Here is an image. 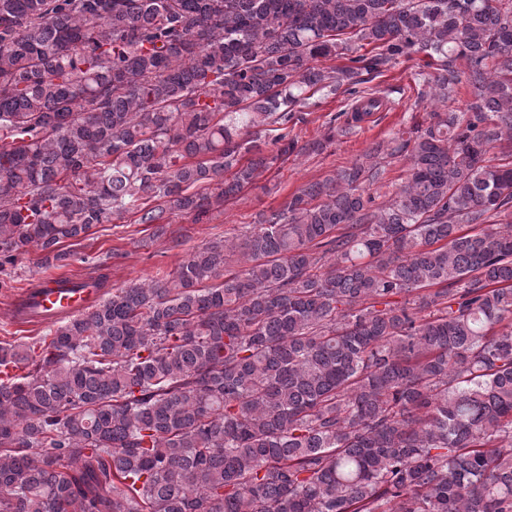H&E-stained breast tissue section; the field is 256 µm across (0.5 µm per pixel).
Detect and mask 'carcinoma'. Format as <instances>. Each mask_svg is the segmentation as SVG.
<instances>
[{"instance_id": "cac0c4a2", "label": "carcinoma", "mask_w": 512, "mask_h": 512, "mask_svg": "<svg viewBox=\"0 0 512 512\" xmlns=\"http://www.w3.org/2000/svg\"><path fill=\"white\" fill-rule=\"evenodd\" d=\"M418 53L468 111L0 342V512H512V0H0V272L224 207L295 108L356 99L321 150ZM383 154L409 174L378 205Z\"/></svg>"}]
</instances>
